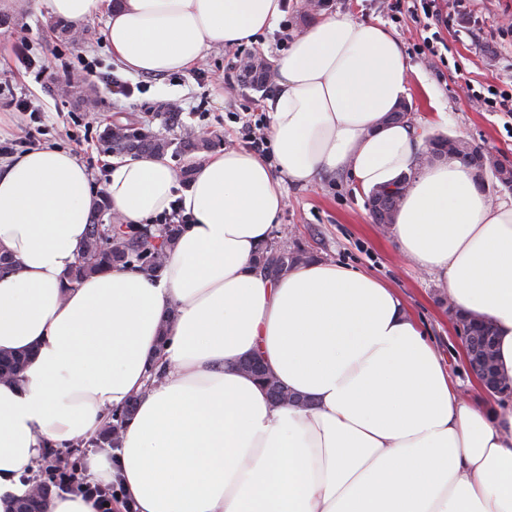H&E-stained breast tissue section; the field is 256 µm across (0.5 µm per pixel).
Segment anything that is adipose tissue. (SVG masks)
Listing matches in <instances>:
<instances>
[{
    "label": "adipose tissue",
    "instance_id": "ef3b65f1",
    "mask_svg": "<svg viewBox=\"0 0 512 512\" xmlns=\"http://www.w3.org/2000/svg\"><path fill=\"white\" fill-rule=\"evenodd\" d=\"M80 23L103 13L124 67L171 73L210 47L272 28L280 0H46ZM397 39L319 18L276 62L269 167L224 149L189 188L166 162L112 161L105 195L124 223L179 202L192 222L160 277L114 267L69 286L99 199L75 155L0 162V351L32 352L0 380V512L47 448L94 435L129 401L120 448L88 455L118 480L116 512H512V398L468 400L394 288L312 258L280 277L256 264L284 182L350 171L356 191L414 171L391 226L399 254L446 285L455 311L490 321L512 378V198L491 202L448 160L415 165ZM259 357L295 395L275 403L238 363Z\"/></svg>",
    "mask_w": 512,
    "mask_h": 512
}]
</instances>
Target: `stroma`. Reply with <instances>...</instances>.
I'll return each mask as SVG.
<instances>
[{
  "mask_svg": "<svg viewBox=\"0 0 512 512\" xmlns=\"http://www.w3.org/2000/svg\"><path fill=\"white\" fill-rule=\"evenodd\" d=\"M309 0H288V31L272 29L232 48L205 50L197 65L169 74L144 77L126 70L112 56L102 31L105 14L86 21L90 36L80 46L87 57L101 61L104 71L138 82L148 81L146 93L132 100L116 99L102 79H95L97 95L85 104L60 95L56 84H40L34 73L26 72L16 61L12 33L27 36L41 61L55 73L62 64L73 61L70 44L57 40L50 27L54 21L44 0H0V15L10 17L12 33L0 32V81L12 82L16 92L31 95L44 110L42 122L29 124L27 116L0 110V142L20 134L30 125L35 147L67 150L89 170L94 192H102L106 166L113 158L101 141L85 143L84 128H69L71 114L90 112L95 131L111 124L135 123L148 126L151 133L170 144L166 161L178 173L181 187L194 178L187 171L180 152L184 126L205 127L213 142V153L229 147H242L241 128L251 114L266 111L272 88H255L246 81L228 80L229 65L236 53H253L266 61L280 57L279 38H296L316 20ZM437 10L448 17L443 37L448 45L442 61L428 63L417 55L415 46L425 33L410 17L392 21L383 10L382 0H327L324 13L348 15L380 25L399 41L412 70L409 97L412 124L419 136L444 135L472 141L512 164V112H490L473 106L467 87L483 92L488 87H512V31L505 24L512 19V0H435ZM181 103V126L154 121L146 123L149 112L163 111L165 103ZM285 206L269 234L270 240L308 257L335 262L372 273L402 297L406 308L419 322L428 340L445 359L464 395L479 400L486 391L470 371L461 338L448 308L445 284L436 275L421 271L402 259L396 250L389 225L374 223L366 195L357 194L345 173H326L314 183L299 186L284 184Z\"/></svg>",
  "mask_w": 512,
  "mask_h": 512,
  "instance_id": "1",
  "label": "stroma"
}]
</instances>
